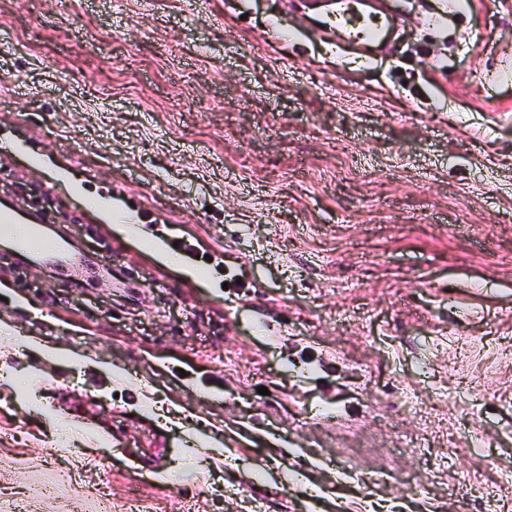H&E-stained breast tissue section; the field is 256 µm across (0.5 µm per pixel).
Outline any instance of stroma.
I'll return each instance as SVG.
<instances>
[{
	"label": "stroma",
	"instance_id": "stroma-1",
	"mask_svg": "<svg viewBox=\"0 0 512 512\" xmlns=\"http://www.w3.org/2000/svg\"><path fill=\"white\" fill-rule=\"evenodd\" d=\"M327 2L0 0V196L130 276L0 244V512H512V0H396L371 62Z\"/></svg>",
	"mask_w": 512,
	"mask_h": 512
}]
</instances>
